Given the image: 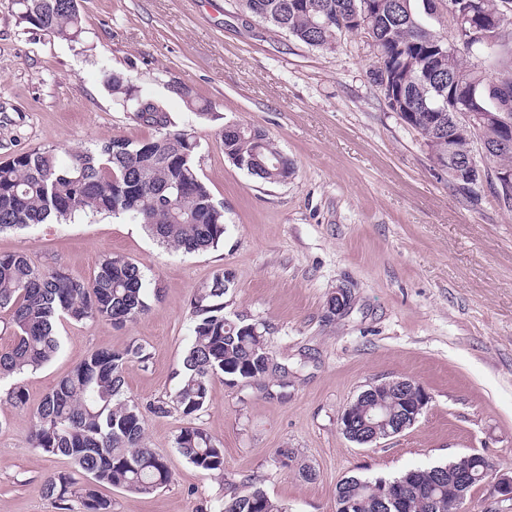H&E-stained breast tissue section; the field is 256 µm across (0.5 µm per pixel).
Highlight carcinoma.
Here are the masks:
<instances>
[{
  "instance_id": "1",
  "label": "carcinoma",
  "mask_w": 512,
  "mask_h": 512,
  "mask_svg": "<svg viewBox=\"0 0 512 512\" xmlns=\"http://www.w3.org/2000/svg\"><path fill=\"white\" fill-rule=\"evenodd\" d=\"M364 0H238L243 13L311 48L332 51L344 33H360L378 43L389 58L388 86L402 103L387 101L393 112L415 130L426 147L451 141L456 156L482 143L488 149L491 173H512V150H500L499 140L512 135V64L490 79L466 65L458 47L443 36L425 32L420 10L435 8V0H380L372 18L355 27L341 22L361 13ZM473 27L481 31L502 13V0H480ZM20 22L59 39L77 42L82 17L74 0H11ZM112 94L135 116L159 129L150 139L112 136L68 152L43 146L0 164V232L25 229L51 219L71 220L97 214L127 215L144 225L160 244L184 253L206 252L224 240V207L215 203L199 177L193 157L197 139L173 125L151 102L132 95L131 77L104 75ZM185 105L200 117L216 118L211 102L187 87L176 88ZM456 93L472 113L499 103L500 121L469 123L439 106ZM224 157L251 176L269 184L288 182L293 164L259 127L224 124ZM460 194L477 201L483 186L448 174ZM225 270L196 289L189 311L191 342L178 373L172 402L157 400L150 413L163 417L175 405L183 417L195 419L206 407L210 385L220 378L231 384L261 383L280 369L270 356L267 326L249 323L226 312ZM150 281L144 270L121 255L101 259L89 280L56 265H36L24 253L0 254V335L11 347L0 352V383L10 382L5 400L30 411L32 447L71 460L86 475L80 484L73 474L46 477L43 490L61 512H112V502L99 495L108 484L123 491L151 495L173 481L167 460L145 443L146 418L127 396L125 370L131 363L147 366L151 352L132 344L122 352L95 350L73 367L28 409L18 378L50 363L60 351L56 327L63 321L98 322L121 329L148 309ZM178 453L197 469L224 472V448L204 428L189 423L175 439ZM452 464L409 470L394 478L352 475L337 487V512H457ZM219 512H288L250 475L232 487Z\"/></svg>"
}]
</instances>
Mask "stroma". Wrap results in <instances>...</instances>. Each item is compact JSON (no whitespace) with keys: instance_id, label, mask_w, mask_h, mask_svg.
<instances>
[{"instance_id":"stroma-1","label":"stroma","mask_w":512,"mask_h":512,"mask_svg":"<svg viewBox=\"0 0 512 512\" xmlns=\"http://www.w3.org/2000/svg\"><path fill=\"white\" fill-rule=\"evenodd\" d=\"M80 10L85 33L71 43L20 23L0 0V163L40 145L65 152L155 136L104 84V72H121L135 96L194 133V163L224 207L226 233L197 254L160 246L127 216L0 233V253L84 278L105 255H123L159 290L124 328L60 323L59 355L20 378L29 406L92 351L134 343L152 359L127 368L129 396L143 406L171 400L192 335L190 299L219 269L233 276L229 311L268 325L270 353L288 367L281 398L213 380L196 423L221 442L223 474L179 455V411L148 417L146 443L174 479L148 496L103 488L112 512H219L228 484L249 474L288 512H336L348 476L391 478L473 451L511 476L512 211L488 194L472 202L457 193L372 82L364 38L312 49L245 17L235 0H80ZM180 85L210 101L217 119L188 109ZM228 122L263 129L292 160L293 178L263 183L229 162ZM340 285L351 304L331 318L327 300ZM395 378L429 394L417 422L370 446L349 441L344 410L371 383ZM29 435L28 416L0 401V512H58L44 480L73 466ZM284 448L295 453L288 467Z\"/></svg>"}]
</instances>
